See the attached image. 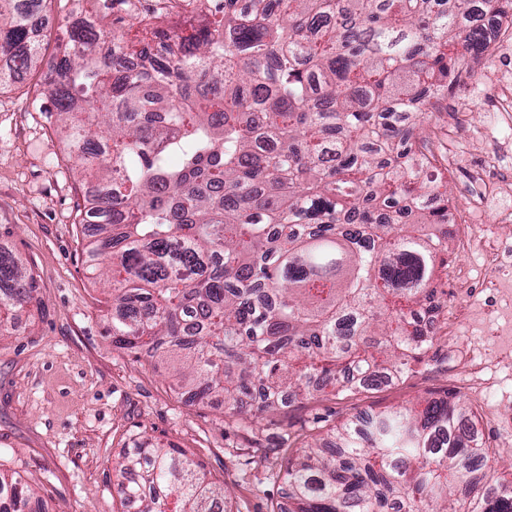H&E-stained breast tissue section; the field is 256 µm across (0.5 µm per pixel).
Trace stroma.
<instances>
[{"instance_id": "stroma-1", "label": "stroma", "mask_w": 512, "mask_h": 512, "mask_svg": "<svg viewBox=\"0 0 512 512\" xmlns=\"http://www.w3.org/2000/svg\"><path fill=\"white\" fill-rule=\"evenodd\" d=\"M130 0H89L87 18L131 46L141 38ZM491 51L471 59L468 83L441 102L482 135L512 142V126L493 121L512 97V21ZM44 70L0 89V247L33 275L36 305L0 337V470L35 491L36 512H131L116 491L114 467L136 444H174L194 454L228 487L226 512H272L284 502L280 473L292 438L327 435L336 425L390 407L456 394L473 409L489 465L512 477V305L484 310L479 286L492 270L482 252L453 241V262L439 286L448 321L422 362L402 379L356 394L300 399L239 423L222 400L192 402L161 359L113 346L106 333L112 298L88 270L85 225L75 208L78 168L54 132ZM448 180L454 206L474 179L512 174V154L495 166L468 141Z\"/></svg>"}]
</instances>
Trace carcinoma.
<instances>
[{
	"instance_id": "obj_1",
	"label": "carcinoma",
	"mask_w": 512,
	"mask_h": 512,
	"mask_svg": "<svg viewBox=\"0 0 512 512\" xmlns=\"http://www.w3.org/2000/svg\"><path fill=\"white\" fill-rule=\"evenodd\" d=\"M48 2L0 0V89L47 67L59 134L98 188L79 223L112 213L86 246L112 260V345L166 359L193 400L220 394L242 422L412 372L434 340L422 318L448 308L453 235L416 124L459 59L488 52L484 12L512 18V0H203L197 24L153 28L133 68L84 17L45 60ZM36 291L0 250V335ZM473 425L454 394L347 422L336 447L285 458L288 510L274 512H512ZM115 470L137 512L226 499L172 444ZM30 500L0 473V512Z\"/></svg>"
}]
</instances>
